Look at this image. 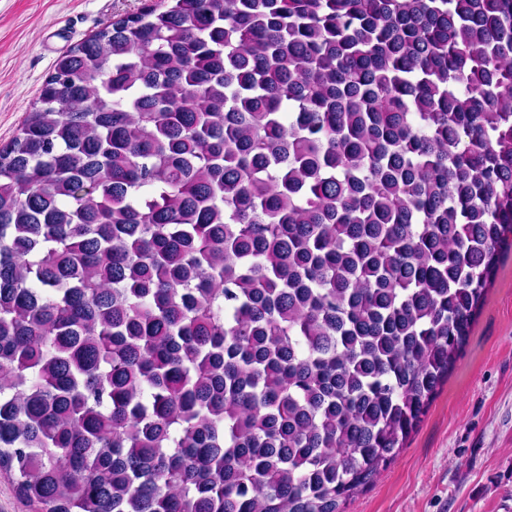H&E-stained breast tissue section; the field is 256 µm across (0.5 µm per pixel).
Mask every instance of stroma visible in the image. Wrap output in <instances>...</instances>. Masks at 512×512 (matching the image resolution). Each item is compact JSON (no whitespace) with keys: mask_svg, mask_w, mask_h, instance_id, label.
I'll return each mask as SVG.
<instances>
[{"mask_svg":"<svg viewBox=\"0 0 512 512\" xmlns=\"http://www.w3.org/2000/svg\"><path fill=\"white\" fill-rule=\"evenodd\" d=\"M156 0H0V146L58 57ZM347 512H512V249L427 415Z\"/></svg>","mask_w":512,"mask_h":512,"instance_id":"35a3bbf8","label":"stroma"}]
</instances>
